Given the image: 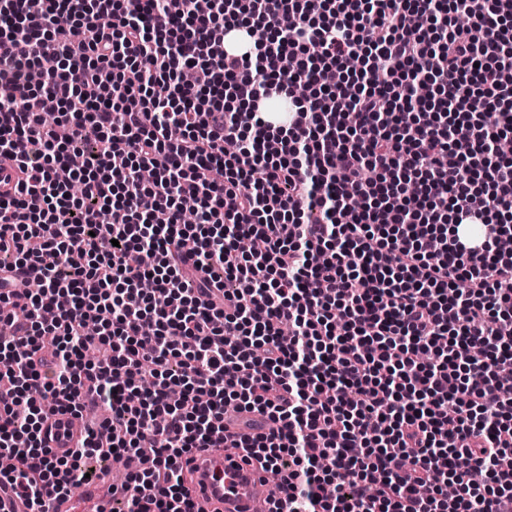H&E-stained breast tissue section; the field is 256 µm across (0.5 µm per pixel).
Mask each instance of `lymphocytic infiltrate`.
Segmentation results:
<instances>
[{"label": "lymphocytic infiltrate", "instance_id": "f902f5d3", "mask_svg": "<svg viewBox=\"0 0 512 512\" xmlns=\"http://www.w3.org/2000/svg\"><path fill=\"white\" fill-rule=\"evenodd\" d=\"M511 59L512 0H0V492L136 455L115 512H197L231 406L290 512H512ZM65 433L68 435L67 438L64 436ZM84 434L85 421L83 415L63 412L56 413L46 421L43 439L55 455L66 456ZM272 426V422L258 414H237L233 412L224 415L226 433L240 435L251 431L267 432Z\"/></svg>", "mask_w": 512, "mask_h": 512}]
</instances>
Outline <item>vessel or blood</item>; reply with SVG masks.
I'll return each instance as SVG.
<instances>
[{"mask_svg":"<svg viewBox=\"0 0 512 512\" xmlns=\"http://www.w3.org/2000/svg\"><path fill=\"white\" fill-rule=\"evenodd\" d=\"M270 426V421L258 414L224 416V427L233 434L265 432ZM84 434L83 416L63 412L46 421L43 439L55 455L65 456ZM194 463L204 471L205 477L190 479L188 489L201 512H270L274 506L286 512L287 493L272 496L273 474L248 463L243 449L201 451L195 454Z\"/></svg>","mask_w":512,"mask_h":512,"instance_id":"1","label":"vessel or blood"}]
</instances>
